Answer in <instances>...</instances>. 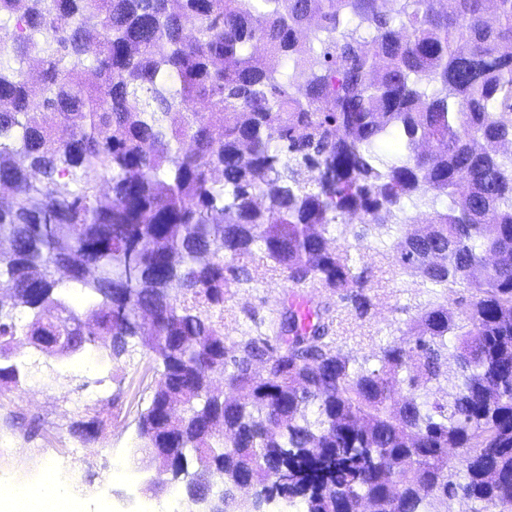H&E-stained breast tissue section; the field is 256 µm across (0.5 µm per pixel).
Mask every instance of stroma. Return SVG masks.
<instances>
[{
	"instance_id": "1",
	"label": "stroma",
	"mask_w": 512,
	"mask_h": 512,
	"mask_svg": "<svg viewBox=\"0 0 512 512\" xmlns=\"http://www.w3.org/2000/svg\"><path fill=\"white\" fill-rule=\"evenodd\" d=\"M417 289L414 279L396 275L377 291L371 316L358 329L362 342L353 350L357 363L373 365L378 345L396 337L398 327L410 317ZM285 293L280 279L235 291L228 305L238 316L226 320L225 334L234 338L249 326L245 309H252L257 318H268ZM25 365L32 376L23 388L0 391V444L20 449L19 454L0 457V482L37 483L48 459H68L76 475L91 480L84 512H100L102 497L108 499L110 512H172V495L145 493L149 470L132 468L119 474L109 470L110 461L127 458L138 443L137 417L148 406L157 378L152 360L137 353L114 361L96 349L71 359L48 360L35 351ZM107 397L112 407L96 438L74 434L71 422L85 407ZM20 412L42 418L36 435H25L14 421V414Z\"/></svg>"
}]
</instances>
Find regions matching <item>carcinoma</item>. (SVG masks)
Segmentation results:
<instances>
[{
	"label": "carcinoma",
	"instance_id": "carcinoma-1",
	"mask_svg": "<svg viewBox=\"0 0 512 512\" xmlns=\"http://www.w3.org/2000/svg\"><path fill=\"white\" fill-rule=\"evenodd\" d=\"M0 18V390L27 376L23 337L54 359L138 346L154 493L512 512V0H0ZM355 220L399 233L379 268L429 295L373 368L347 329L374 280ZM268 275L344 310L224 335L231 287ZM110 406L72 428L94 437Z\"/></svg>",
	"mask_w": 512,
	"mask_h": 512
}]
</instances>
